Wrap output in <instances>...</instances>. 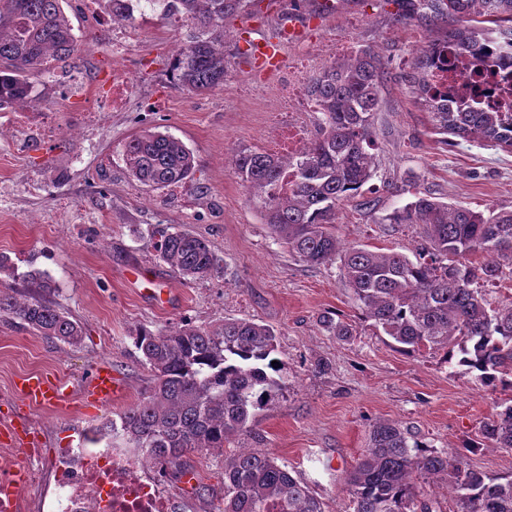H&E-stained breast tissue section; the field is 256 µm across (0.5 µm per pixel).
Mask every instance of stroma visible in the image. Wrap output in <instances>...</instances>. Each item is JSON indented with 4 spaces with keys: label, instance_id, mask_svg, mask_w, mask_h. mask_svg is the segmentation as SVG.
Masks as SVG:
<instances>
[{
    "label": "stroma",
    "instance_id": "1",
    "mask_svg": "<svg viewBox=\"0 0 512 512\" xmlns=\"http://www.w3.org/2000/svg\"><path fill=\"white\" fill-rule=\"evenodd\" d=\"M224 23L229 64L221 88L189 96L168 76L171 46L187 27L161 22L146 0L134 6L137 39L120 61L108 50L102 18L111 0H65L79 50L34 90L36 109L54 113L49 139L28 129H0V253L18 272L37 269L53 281L44 296L80 323L72 347L51 342L9 315H0V425L24 411L46 454L77 446L80 433L112 419L151 384L134 345L140 330L188 321L215 327L246 318L272 326L282 363L283 396L260 412L246 435L220 453H196L190 482L167 481L173 512H213L224 496V457L237 448L272 454L307 483L328 512H353L345 476L366 448L374 423L387 419L430 450H459L470 468L489 477L512 472V450L482 435L494 410L512 405V387L488 386L442 352H402L361 318L338 264L311 267L276 240L228 164L237 151L281 154L288 126L280 87L289 66H316L374 47L385 64L374 117L376 172L366 196L339 206L342 244L369 245L416 257L414 228L389 230L383 216L414 194L479 211L512 209V150L475 139L434 134L429 113L412 92V61L447 30L448 19L410 15L408 0H262ZM296 26L290 39L282 34ZM284 41L282 66L263 74L244 61L240 31ZM129 78L112 107V72ZM171 134L195 158L194 183L163 191L135 184L124 146L143 131ZM172 227L207 240L220 258L211 277L183 281L155 249L154 232ZM140 272L128 281L127 268ZM166 289L168 306L151 291ZM347 324L337 335L328 321ZM122 378L121 399L97 408L72 400L63 411L25 404L19 376L44 374L79 387L97 364Z\"/></svg>",
    "mask_w": 512,
    "mask_h": 512
}]
</instances>
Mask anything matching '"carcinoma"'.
Returning <instances> with one entry per match:
<instances>
[{
	"label": "carcinoma",
	"instance_id": "cac0c4a2",
	"mask_svg": "<svg viewBox=\"0 0 512 512\" xmlns=\"http://www.w3.org/2000/svg\"><path fill=\"white\" fill-rule=\"evenodd\" d=\"M64 0H0V108L32 107L34 75L49 76L76 49ZM163 19L182 22L191 34L172 58L170 74L181 90L202 95L224 85V20L249 0H148ZM417 8L447 16L454 25L415 57L413 93L428 107L433 130L512 147V105L485 111L471 103L448 105L429 76L435 57L471 56L490 66L512 54V0H418ZM132 0H112V19H132ZM385 67L365 46L314 75L308 96L320 113L315 134L300 150L281 157L260 148L238 151L232 169L271 232L311 266L340 259L365 319L403 351L442 350L481 382L512 380V304L492 307L474 285L499 278L500 262L512 265V209L468 207L417 195L393 209L382 223L421 229L424 246L415 259L377 252L366 245L342 246L336 237L337 208L363 193L375 174L374 114L380 105ZM129 175L153 191L192 180L194 157L178 138L146 132L125 145ZM160 257L184 280L196 281L219 268L209 243L190 233L156 230ZM481 254L493 257L476 262ZM46 290L40 271L18 275ZM0 313L20 320L52 342L81 343L78 322L33 293L17 297L0 290ZM151 385L119 420L107 423L110 447L138 448L145 459L176 481L192 474L188 455L222 450L249 431L256 414L281 391L274 363L276 333L251 319H226L215 328L180 323L134 338ZM484 438L512 449V406L495 412ZM451 488L448 512H512V473L487 477L461 453L429 451L408 440L392 421L376 422L368 448L348 472L345 485L354 512H433L419 497L416 481ZM222 512H326L303 482L268 454L248 448L224 459Z\"/></svg>",
	"mask_w": 512,
	"mask_h": 512
}]
</instances>
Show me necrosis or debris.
<instances>
[{
  "mask_svg": "<svg viewBox=\"0 0 512 512\" xmlns=\"http://www.w3.org/2000/svg\"><path fill=\"white\" fill-rule=\"evenodd\" d=\"M482 63L460 58L456 68L437 62L431 81L446 93L450 105L479 99L483 108L503 106L499 76L476 84ZM27 485L41 488L42 512H171L173 499L151 476L138 454L122 448L78 445L44 457L40 449L24 447Z\"/></svg>",
  "mask_w": 512,
  "mask_h": 512,
  "instance_id": "1",
  "label": "necrosis or debris"
}]
</instances>
